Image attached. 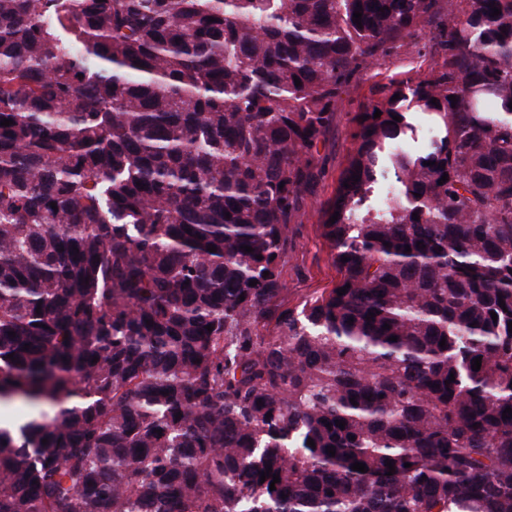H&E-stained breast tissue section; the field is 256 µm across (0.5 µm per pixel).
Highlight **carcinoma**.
Returning <instances> with one entry per match:
<instances>
[{"mask_svg":"<svg viewBox=\"0 0 512 512\" xmlns=\"http://www.w3.org/2000/svg\"><path fill=\"white\" fill-rule=\"evenodd\" d=\"M511 102L512 0H0V512H512ZM412 65L415 64H411V58L403 53L387 57L380 61V65L364 73L356 90L342 95L336 121L318 144L314 178L303 193L297 222L290 225L288 253L281 271V278L288 288V306H298L314 291L331 288L336 280L320 224L323 222V208L333 198L340 173L353 149L354 117L372 97L371 89L377 82L386 83L385 78L395 74L398 78L414 75ZM378 72L381 74L376 75Z\"/></svg>","mask_w":512,"mask_h":512,"instance_id":"obj_1","label":"carcinoma"}]
</instances>
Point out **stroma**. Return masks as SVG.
Instances as JSON below:
<instances>
[{"mask_svg":"<svg viewBox=\"0 0 512 512\" xmlns=\"http://www.w3.org/2000/svg\"><path fill=\"white\" fill-rule=\"evenodd\" d=\"M411 68V59L407 55L388 57L381 61L377 69L364 73L356 90L343 95L336 121L317 147L314 178L302 196L299 216L288 240V253L281 277L288 288L289 306L299 305L316 290L332 287L336 271L320 226L323 208L333 198L340 173L353 149L351 133L354 118L371 98V90L381 77H402Z\"/></svg>","mask_w":512,"mask_h":512,"instance_id":"stroma-1","label":"stroma"}]
</instances>
